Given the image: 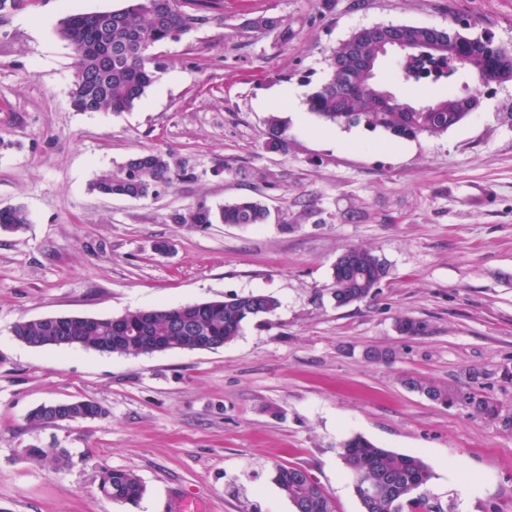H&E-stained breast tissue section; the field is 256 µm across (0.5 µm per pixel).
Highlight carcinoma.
Returning a JSON list of instances; mask_svg holds the SVG:
<instances>
[{"label": "carcinoma", "instance_id": "carcinoma-1", "mask_svg": "<svg viewBox=\"0 0 512 512\" xmlns=\"http://www.w3.org/2000/svg\"><path fill=\"white\" fill-rule=\"evenodd\" d=\"M216 8L218 4L211 0H127L126 6L112 11V25L104 27L86 13L66 16L60 22L59 34L72 46L75 56L71 101L76 103L94 92L100 111L131 110L165 68L153 49L180 39L207 21L206 12ZM252 25L261 30L280 29L283 38H288V27L278 17L260 16L253 19ZM413 38L416 54L403 62V74L409 80H417L433 68H448L450 57L456 55V48L448 46L450 34L444 29L433 34L418 27ZM378 43L377 36L361 30L336 47L330 58L329 77L308 97L310 111L326 122H362L396 137L416 138L447 132L477 107L479 99L475 94L469 96L467 112L458 111L459 102L448 99L416 107L395 98L386 106H379L388 91L378 87L370 73L350 67L355 53L376 57ZM464 68L483 85L486 81L479 75L488 70L502 80L512 79V52L485 39L468 48ZM171 159L172 154L161 150L137 152L118 168L100 171L92 188L103 195L145 199L174 184L178 172ZM267 219L266 206L252 200L227 204L217 212L200 206L179 216L180 222L198 228L212 224H264ZM28 224L23 207L0 208V231L22 233ZM387 274V265L379 255L364 247L348 248L333 268L336 304L349 305L374 297ZM278 306V300L271 295L251 293L181 307H159L147 315L133 310L119 317L47 316L15 324L13 335L34 348L79 346L125 356L219 348L235 340L245 323L273 313ZM398 331L405 336H420L426 333L427 325L403 319ZM125 335L142 336L152 342L153 349L142 347L135 340H119ZM409 382L436 403L458 407L489 422L495 416L503 420L502 427L512 430V410L492 406L493 400L487 396L431 381L411 378ZM104 415L106 410L98 402L82 399L39 409L30 415V420L44 425L56 422L58 417L95 419ZM26 452L53 467L68 461L64 449L28 448ZM340 456L363 512H403L405 508L409 512H444L429 497L427 485L433 473L421 457L378 448L361 436L348 439L340 448ZM274 482L295 512H333L321 487L304 469L281 467ZM99 490L113 501L136 503L144 495L145 486L129 470L105 468L100 473Z\"/></svg>", "mask_w": 512, "mask_h": 512}]
</instances>
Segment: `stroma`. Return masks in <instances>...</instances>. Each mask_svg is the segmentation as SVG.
Returning a JSON list of instances; mask_svg holds the SVG:
<instances>
[{"label": "stroma", "instance_id": "1", "mask_svg": "<svg viewBox=\"0 0 512 512\" xmlns=\"http://www.w3.org/2000/svg\"><path fill=\"white\" fill-rule=\"evenodd\" d=\"M209 21L157 50L168 68L126 112H78L72 12L123 0H40L0 18V208L24 207L25 233L0 231V512H294L277 467L305 469L334 512H363L339 450L360 435L421 455L450 512H512V432L428 400L407 379L472 388L512 409V79L475 88L463 71L407 81L401 55L376 79L423 105L477 93L438 136L397 138L315 114L298 126L274 93L312 92L334 48L363 27L459 30L512 49V0H221ZM276 16L288 27L253 28ZM278 121L281 147L269 144ZM170 151L185 167L145 199L92 188L133 153ZM264 203L267 223H179L200 205ZM366 246L389 273L374 298L337 306L340 254ZM277 298L213 350L139 356L33 348L14 324L51 315L115 317L232 295ZM426 323L425 335L397 325ZM391 350V363L369 349ZM92 399L103 417L51 425L40 405ZM63 448L52 470L26 449ZM133 471L136 504L105 498L101 468ZM472 478L460 492L461 477Z\"/></svg>", "mask_w": 512, "mask_h": 512}]
</instances>
